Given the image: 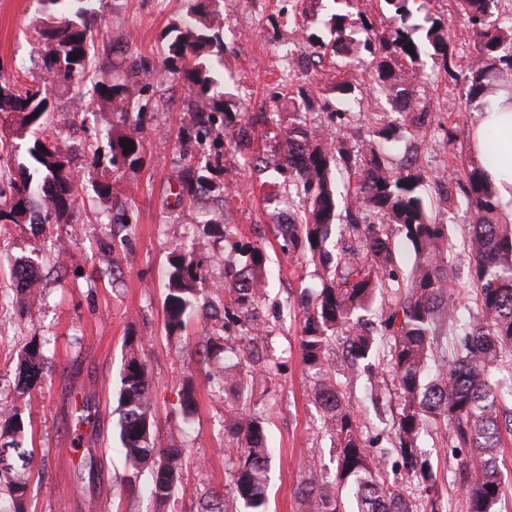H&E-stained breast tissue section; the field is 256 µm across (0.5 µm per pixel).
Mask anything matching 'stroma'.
Returning <instances> with one entry per match:
<instances>
[{
    "label": "stroma",
    "mask_w": 512,
    "mask_h": 512,
    "mask_svg": "<svg viewBox=\"0 0 512 512\" xmlns=\"http://www.w3.org/2000/svg\"><path fill=\"white\" fill-rule=\"evenodd\" d=\"M39 8L38 0H0V75L11 79L34 70L38 45L26 23ZM100 37L111 40L119 29L133 34V49L157 59L162 33L183 9L181 0H100ZM277 0H230L224 8V90L234 109L256 116L276 112L277 120L248 128L247 145L269 152L279 136L300 125L327 127L331 113L346 112L347 145L378 140L387 132L388 159L399 166L410 156L429 174L426 195L435 199L450 194L447 207L437 212L448 223L454 244L450 257L467 265L462 241L467 233V198L459 172L472 162L469 129L480 108L469 97L461 73L450 74L441 59L424 55L423 79L411 93L429 112L422 132H415L406 113L396 111L389 92L369 86V67L350 71L359 91L349 100L336 99L325 86L334 73L332 62L315 66L307 60L308 35L327 37L324 22L334 9L332 0H313L308 27L278 12ZM291 44L303 56L297 84L312 90L321 111L307 113L273 99L281 72L269 48ZM182 82L169 80L156 95L157 111L144 121L143 160L119 169L107 162L94 165L84 156L74 163L83 177L81 197L71 215L57 224L32 227L10 225L0 236V406L19 405L26 421L25 446L35 458L29 483V512H153L146 494H129L122 485L125 474L117 422L120 369L126 341L143 339V357L153 378L154 438L158 447L186 448L183 482L188 488L224 490V395L208 383L206 366L196 353L203 321L193 315L184 329L169 335L164 298L167 256L174 244L196 247L199 255H223L226 264L243 263L241 246L251 244L267 255L264 322L273 327V350L281 368L262 402L268 405L267 438L274 448L268 487L269 512H298L294 496L304 461L333 468L336 451L319 432V408L314 381L300 354L301 293L316 289L322 271L313 262L289 255L281 247L277 230L279 212L300 208V200H268L259 181L238 167L241 153L233 138L224 140L226 178L236 190L226 209L235 233L230 239L205 234L196 209L176 200L183 163L177 148L179 124L173 115L186 95ZM67 97L56 94L54 115L71 144L106 146V133L114 118L108 112L72 116ZM112 183L121 192L125 212L112 223H97L96 215H109L93 183ZM112 215V214H111ZM34 258L40 269L41 297L26 307L15 303L16 281L12 263ZM47 340L46 378L28 394L15 393V356L30 336ZM194 389L189 408H182L183 383ZM380 416L368 435L370 448L391 445L388 423L399 410L392 373H384L379 388ZM87 407L90 422L76 420L79 407ZM422 446L437 467L447 495L449 512H465L464 488L444 428L430 427ZM96 454L103 479L89 486L79 477L80 464Z\"/></svg>",
    "instance_id": "stroma-1"
}]
</instances>
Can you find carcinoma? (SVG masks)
<instances>
[{"label":"carcinoma","mask_w":512,"mask_h":512,"mask_svg":"<svg viewBox=\"0 0 512 512\" xmlns=\"http://www.w3.org/2000/svg\"><path fill=\"white\" fill-rule=\"evenodd\" d=\"M40 16L34 22L41 44L42 76L28 84L0 80V125L28 134L23 181L0 187V224H57L73 209L79 191L78 170L72 151L60 145L54 131L51 103L55 92L70 95L71 111L82 113L93 102L122 118V128L108 132L109 164L118 169L142 162L143 120L154 111L149 91L168 78L181 79L188 94L180 107L178 147L191 159L181 176L176 198L183 201L214 193L222 198L224 154L211 153L207 139L224 142L244 132L245 122L224 99V40L221 35L223 0H185L186 12L162 34L159 61L142 55L129 58L125 68L97 62L100 51V14L95 0H38ZM390 13V33L375 30L366 12L358 17L338 9L327 25L335 34L326 44L314 35L309 43L318 58L331 54L348 65L370 53L376 87L390 92L399 111L414 115L415 128L424 126L426 110L409 96L421 77L424 49L442 59L445 70L458 67L464 48L471 49L463 76L471 96L499 87L512 89V17L497 13L498 0H458L464 17L461 37L451 41L441 19L433 18L424 43L412 22L414 0H382ZM367 32L356 40V25ZM412 46L414 53L406 50ZM77 53L79 58L70 59ZM278 95L289 96L297 109L313 107L302 86H294L293 69L279 64ZM134 143L124 150L121 142ZM249 167L271 168L276 175L262 181L267 196L283 192L303 195L304 207L280 225L284 248L320 265L321 287L302 306L301 359L314 379V395L322 412L321 432L336 447V468L331 474L313 464L304 467L296 496L300 512H446L443 482L430 458L419 446L427 426L445 428L454 451L466 450L460 466L466 474L468 512H495L503 475L499 467L502 428L512 417L502 406L512 403V224L498 220L495 189L477 165L465 167L459 182L466 184L471 220L462 246L470 257L465 273L476 292L478 314L461 315V293L450 289L460 270L450 265L452 249L446 225L432 222L423 189L427 172L414 162L389 166L383 149L361 146L348 149L321 130H288L273 157L252 156ZM344 170L351 191L339 200L333 171ZM344 205L345 230L350 244L335 257L326 247V230ZM376 210V224L360 223V211ZM411 245L416 261L398 304L389 306L384 333L375 336L362 325L377 297L387 288L386 272L393 261V231ZM239 268L224 270V309L206 299L199 301L196 284L207 279L206 260L193 251L173 249L167 258L169 276L164 299L166 327L182 330L184 318L201 311L209 325L198 355L207 361L220 345L235 363L206 372L224 392L226 417L224 446L229 492L210 488L193 490L197 512H268L267 472L273 449L266 441V418L247 405L249 394L271 380L278 362L268 354L272 329L258 307L265 297L264 252L253 245L243 250ZM16 299L31 303L39 280L35 265L23 260L15 266ZM237 314L240 330L231 334L226 320ZM345 339L346 352L357 367L369 370L366 384L379 387V372L372 363L386 366L398 380V416L392 421L393 452L405 483L398 486L388 474L387 453L366 447L371 421L351 399V378L339 373L331 359L336 339ZM143 340L131 338L120 372L119 440L127 467L122 479L131 493L144 491L163 512L188 492L182 484L186 457L183 448H158L153 441L152 376L141 357ZM46 343L32 338L17 353L18 395L28 393L45 378ZM25 432L19 407L0 409V512H27L28 478L32 451L18 438ZM149 482L140 485L143 472Z\"/></svg>","instance_id":"carcinoma-1"}]
</instances>
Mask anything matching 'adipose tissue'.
Instances as JSON below:
<instances>
[{
	"label": "adipose tissue",
	"instance_id": "1",
	"mask_svg": "<svg viewBox=\"0 0 512 512\" xmlns=\"http://www.w3.org/2000/svg\"><path fill=\"white\" fill-rule=\"evenodd\" d=\"M488 100L471 125V154L484 162L486 133H496V160L486 164L485 170L498 193L512 198V92L497 89L489 93Z\"/></svg>",
	"mask_w": 512,
	"mask_h": 512
}]
</instances>
